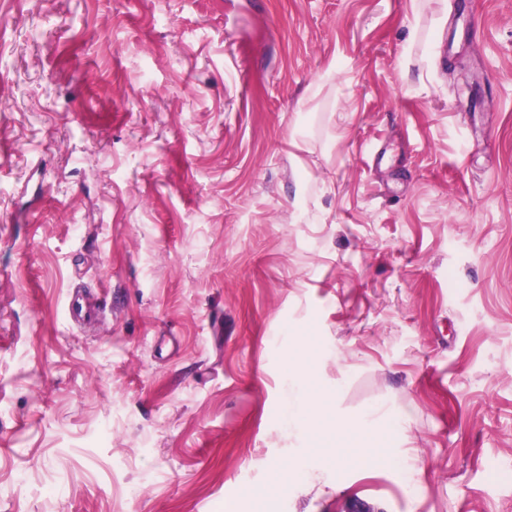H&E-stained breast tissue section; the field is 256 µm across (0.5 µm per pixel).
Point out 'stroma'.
I'll return each mask as SVG.
<instances>
[{
  "instance_id": "35a3bbf8",
  "label": "stroma",
  "mask_w": 512,
  "mask_h": 512,
  "mask_svg": "<svg viewBox=\"0 0 512 512\" xmlns=\"http://www.w3.org/2000/svg\"><path fill=\"white\" fill-rule=\"evenodd\" d=\"M359 504L512 512V0H0V512ZM293 376L303 385V390L298 407L293 411L292 421L301 426L310 439H317L319 431L308 424L306 416L315 413L330 417V397L321 394L314 387L315 371L309 361L298 362L294 367ZM393 418L386 412L374 410L367 419L357 420L352 431L359 437L361 444L338 450L328 459L334 466L342 467L363 463L366 459L380 453L381 447L389 442V428Z\"/></svg>"
}]
</instances>
